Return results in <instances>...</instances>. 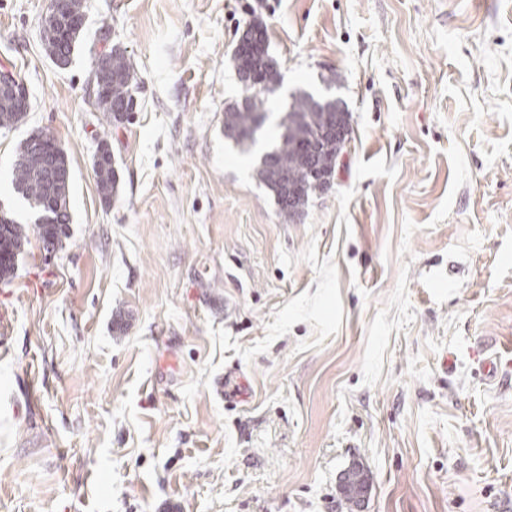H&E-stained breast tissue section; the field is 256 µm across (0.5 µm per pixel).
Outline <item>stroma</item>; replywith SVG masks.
Returning <instances> with one entry per match:
<instances>
[{"instance_id":"obj_1","label":"stroma","mask_w":512,"mask_h":512,"mask_svg":"<svg viewBox=\"0 0 512 512\" xmlns=\"http://www.w3.org/2000/svg\"><path fill=\"white\" fill-rule=\"evenodd\" d=\"M84 0L71 64L48 0H0V128L72 176L53 257L0 281V512H512V0ZM262 23L281 82L331 90L350 133L297 218L224 137L235 47ZM137 110L95 98L102 32ZM120 175L104 203L92 162ZM81 29H73L66 36L55 28L44 29V39L47 44V53L54 56H63L67 63H71L78 45Z\"/></svg>"}]
</instances>
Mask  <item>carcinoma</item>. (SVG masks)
<instances>
[{
  "label": "carcinoma",
  "instance_id": "obj_1",
  "mask_svg": "<svg viewBox=\"0 0 512 512\" xmlns=\"http://www.w3.org/2000/svg\"><path fill=\"white\" fill-rule=\"evenodd\" d=\"M47 52L63 56L72 62L78 45L80 30L62 33L55 28L43 30ZM242 47L236 51L237 69L252 83L251 96L229 106L224 111V136L239 146L251 147L258 141L264 124L259 122V109L263 105L260 94L273 89L280 74L268 52L266 30L260 26L241 39ZM111 77L105 84V96L98 102L115 122L124 113L134 110V75L123 53L112 54ZM339 108H325L310 93L297 96L278 127L280 131L265 151L264 166L258 168L261 181L274 194L276 204L283 213L305 207L310 198L324 190L332 176L336 160L345 139L338 137L336 124L341 121ZM17 105L10 93H0V127L13 125ZM48 157L42 150L24 141L13 165L12 185L35 215V233L43 249H48L66 236L70 214L57 209L56 197L71 194V188L55 186L48 178ZM112 159L95 169L102 198L112 200L117 179L111 169ZM28 235L22 225L5 215L0 218V250L9 256L0 260V280L8 281L15 273L18 259L24 253Z\"/></svg>",
  "mask_w": 512,
  "mask_h": 512
}]
</instances>
